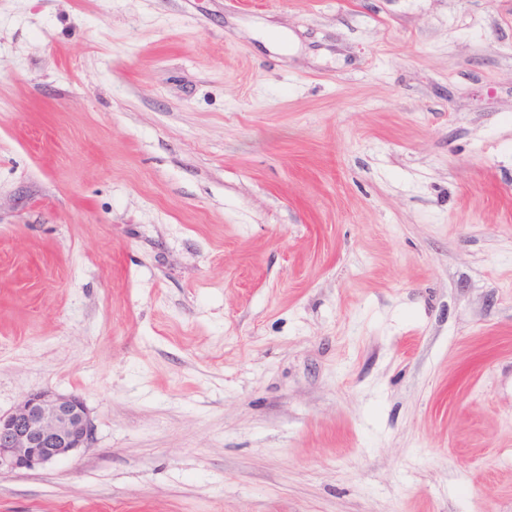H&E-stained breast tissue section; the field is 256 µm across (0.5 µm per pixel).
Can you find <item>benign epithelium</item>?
Here are the masks:
<instances>
[{"label":"benign epithelium","instance_id":"7a95c632","mask_svg":"<svg viewBox=\"0 0 512 512\" xmlns=\"http://www.w3.org/2000/svg\"><path fill=\"white\" fill-rule=\"evenodd\" d=\"M94 425L84 399L42 390L0 414V472L33 471L91 447Z\"/></svg>","mask_w":512,"mask_h":512}]
</instances>
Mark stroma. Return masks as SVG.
Listing matches in <instances>:
<instances>
[{"instance_id":"obj_1","label":"stroma","mask_w":512,"mask_h":512,"mask_svg":"<svg viewBox=\"0 0 512 512\" xmlns=\"http://www.w3.org/2000/svg\"><path fill=\"white\" fill-rule=\"evenodd\" d=\"M0 512H512V0H0ZM94 425L84 399L42 390L0 414V472L33 471L91 447Z\"/></svg>"}]
</instances>
